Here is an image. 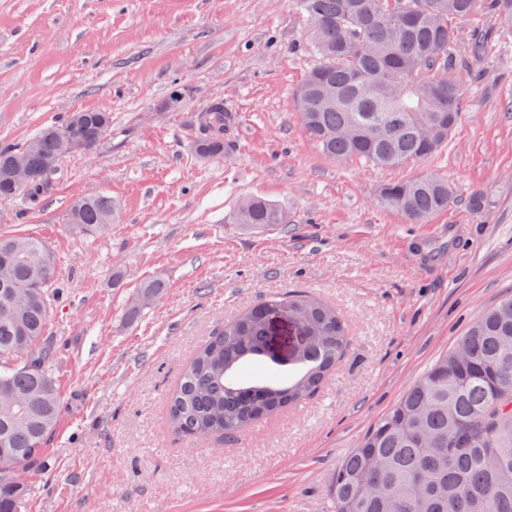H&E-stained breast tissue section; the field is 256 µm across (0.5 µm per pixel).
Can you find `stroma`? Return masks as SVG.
Returning a JSON list of instances; mask_svg holds the SVG:
<instances>
[{
  "label": "stroma",
  "mask_w": 512,
  "mask_h": 512,
  "mask_svg": "<svg viewBox=\"0 0 512 512\" xmlns=\"http://www.w3.org/2000/svg\"><path fill=\"white\" fill-rule=\"evenodd\" d=\"M307 29L290 0H0V146L72 112L112 115L35 208L0 201V233L45 241L64 292L47 327L61 416L19 473L28 512H334L342 459L512 297V37L460 59L446 147L376 168L326 157L303 129L294 92L318 62ZM214 101L237 118L220 159L195 151L196 117ZM430 175L456 190L447 210L412 224L381 205L386 184ZM98 191L116 204L111 230L75 233L70 203ZM248 196L287 223H236ZM153 280L160 302L130 315ZM288 292L342 315L334 372L245 432L175 434L168 396L198 346Z\"/></svg>",
  "instance_id": "stroma-1"
}]
</instances>
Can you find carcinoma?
<instances>
[{
    "label": "carcinoma",
    "mask_w": 512,
    "mask_h": 512,
    "mask_svg": "<svg viewBox=\"0 0 512 512\" xmlns=\"http://www.w3.org/2000/svg\"><path fill=\"white\" fill-rule=\"evenodd\" d=\"M308 23L320 62L295 97L302 126L327 157L391 168L448 144L462 109L453 75L452 22L478 9L496 32L512 34V0H292ZM82 120L89 149L111 127L109 112L69 113L19 147L0 149V198L36 205L50 192L66 155L63 133ZM227 111L212 102L198 115L195 150L224 156ZM26 158L30 177L17 190L12 157ZM453 188L436 177L391 183L387 209L422 223L448 209ZM115 205L105 194L76 199L67 223L82 235L105 234ZM238 224L288 223L263 198H245ZM56 268L47 244L0 235V512H25L30 488L16 472L44 455L59 419L61 395L45 341ZM162 285L144 284L132 312L155 305ZM286 308L307 328L296 352L300 372L271 371L266 317ZM348 330L335 308L306 294L269 296L206 340L168 397L170 428L204 440L242 432L316 390L340 359ZM336 512H512V298L470 325L336 468L330 489Z\"/></svg>",
    "instance_id": "obj_1"
}]
</instances>
